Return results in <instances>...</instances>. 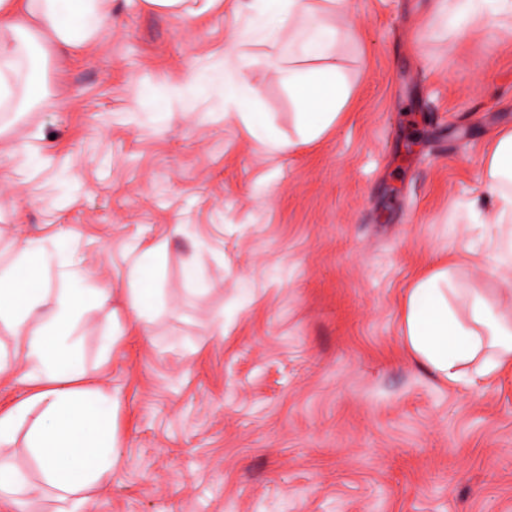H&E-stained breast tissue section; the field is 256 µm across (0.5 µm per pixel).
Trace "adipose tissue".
Listing matches in <instances>:
<instances>
[{
  "instance_id": "obj_1",
  "label": "adipose tissue",
  "mask_w": 512,
  "mask_h": 512,
  "mask_svg": "<svg viewBox=\"0 0 512 512\" xmlns=\"http://www.w3.org/2000/svg\"><path fill=\"white\" fill-rule=\"evenodd\" d=\"M323 2L320 11L311 0H253L251 5L257 31L270 43L278 41L287 22L305 19L296 57L286 71L305 143L320 139L336 124L350 96L336 64L337 29L325 15L348 17L351 0ZM445 17L449 31L457 34L479 19L512 24V0H448ZM111 18L112 0H0V112L42 100L48 92V56L92 44ZM227 93L251 135L273 150L286 149L269 122L253 111L254 89L232 84ZM486 165L493 200L486 221L512 227V129L496 133ZM162 249L159 243L140 246L127 270L133 287L131 325L142 336L155 308L153 281ZM47 263L40 239L28 237L18 244L15 264L0 271V331L21 339L22 357L38 385L35 393L0 413V447L12 442L22 422H29L28 446L46 481L73 494L111 481L118 464L115 399L102 388H74L84 371L67 341L80 308L109 305L112 285L100 282L83 291L63 285L49 291L40 279ZM453 272V265H438L409 288L401 308L409 350L429 374L446 383L460 380L463 366L471 363L479 379L511 369L512 313L495 311L482 291L467 287ZM51 293L58 307L54 321L29 330L33 310Z\"/></svg>"
}]
</instances>
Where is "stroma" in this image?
<instances>
[{
  "instance_id": "obj_1",
  "label": "stroma",
  "mask_w": 512,
  "mask_h": 512,
  "mask_svg": "<svg viewBox=\"0 0 512 512\" xmlns=\"http://www.w3.org/2000/svg\"><path fill=\"white\" fill-rule=\"evenodd\" d=\"M353 4L336 22L351 96L318 141L299 143L277 72L301 21L273 46L238 0L202 19L112 0L93 45L51 60L46 97L0 122V267L19 239L50 251L71 230L91 280L112 284L111 306L81 317L80 355L118 400L120 458L111 482L60 499L21 425L6 453L28 493L0 512H512V375L436 380L401 315L451 256L512 310L488 264L463 259L492 231L512 31L449 35L435 0ZM232 48L254 65L226 70ZM230 83L296 148L254 138ZM159 241L155 317L129 336L128 250Z\"/></svg>"
}]
</instances>
